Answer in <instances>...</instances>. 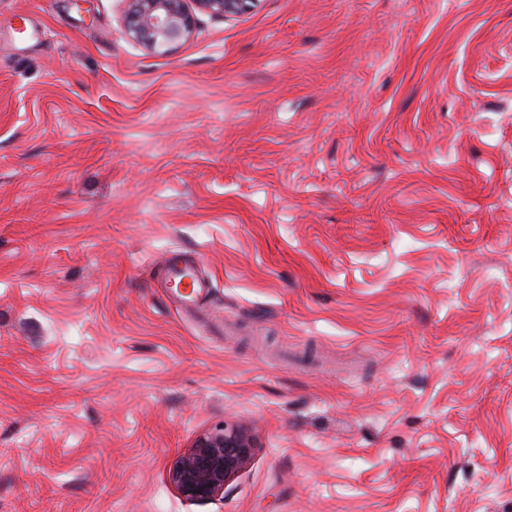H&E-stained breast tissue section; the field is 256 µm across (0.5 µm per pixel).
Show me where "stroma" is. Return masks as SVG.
<instances>
[{
    "mask_svg": "<svg viewBox=\"0 0 512 512\" xmlns=\"http://www.w3.org/2000/svg\"><path fill=\"white\" fill-rule=\"evenodd\" d=\"M124 7L0 0V512H512V0ZM124 32L153 55L169 53L194 30L195 9L233 20L249 13L258 0H124ZM186 263L181 262L179 258L171 257L165 270L166 280L168 282L179 281L180 283L186 277H192V288H194L193 292L187 295H182L178 292L171 291L169 294L174 300L180 302L183 306L194 310L199 305L200 294L197 292H201L203 288H206V283L198 277L194 265ZM256 449L249 426L224 424L199 436L179 456L169 472L170 483L189 502L223 499L226 489L250 466Z\"/></svg>",
    "mask_w": 512,
    "mask_h": 512,
    "instance_id": "stroma-1",
    "label": "stroma"
}]
</instances>
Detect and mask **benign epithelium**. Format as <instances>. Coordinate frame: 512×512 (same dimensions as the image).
Returning <instances> with one entry per match:
<instances>
[{
  "label": "benign epithelium",
  "instance_id": "1",
  "mask_svg": "<svg viewBox=\"0 0 512 512\" xmlns=\"http://www.w3.org/2000/svg\"><path fill=\"white\" fill-rule=\"evenodd\" d=\"M124 32L153 55L169 53L188 38L194 10L233 20L249 13L258 0H124ZM252 429L226 424L199 436L176 460L170 483L187 501L209 503L224 498L226 489L245 471L256 454Z\"/></svg>",
  "mask_w": 512,
  "mask_h": 512
}]
</instances>
